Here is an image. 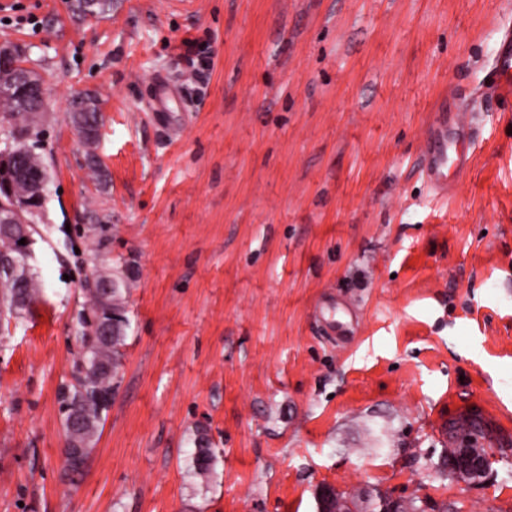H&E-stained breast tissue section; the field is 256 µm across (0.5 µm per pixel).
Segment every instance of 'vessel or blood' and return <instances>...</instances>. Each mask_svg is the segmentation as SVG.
I'll list each match as a JSON object with an SVG mask.
<instances>
[{"instance_id":"1","label":"vessel or blood","mask_w":512,"mask_h":512,"mask_svg":"<svg viewBox=\"0 0 512 512\" xmlns=\"http://www.w3.org/2000/svg\"><path fill=\"white\" fill-rule=\"evenodd\" d=\"M490 87L501 97H512V34L499 41L492 66L486 75ZM482 100L467 97L442 103L424 141L419 173L439 195H447L451 176L469 166L470 143L477 134L466 118L482 108Z\"/></svg>"}]
</instances>
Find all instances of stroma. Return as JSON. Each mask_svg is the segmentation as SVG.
I'll list each match as a JSON object with an SVG mask.
<instances>
[{
  "label": "stroma",
  "instance_id": "35a3bbf8",
  "mask_svg": "<svg viewBox=\"0 0 512 512\" xmlns=\"http://www.w3.org/2000/svg\"><path fill=\"white\" fill-rule=\"evenodd\" d=\"M70 3L0 0V44L43 85L49 175L43 293L0 314V512H317L322 485L512 512V109L479 111L447 196L416 170L440 100L481 92L512 0ZM87 93L91 148L69 112ZM102 259L134 271L129 327L74 477L61 393ZM332 301L349 340L325 331ZM472 412L478 485L441 466Z\"/></svg>",
  "mask_w": 512,
  "mask_h": 512
}]
</instances>
